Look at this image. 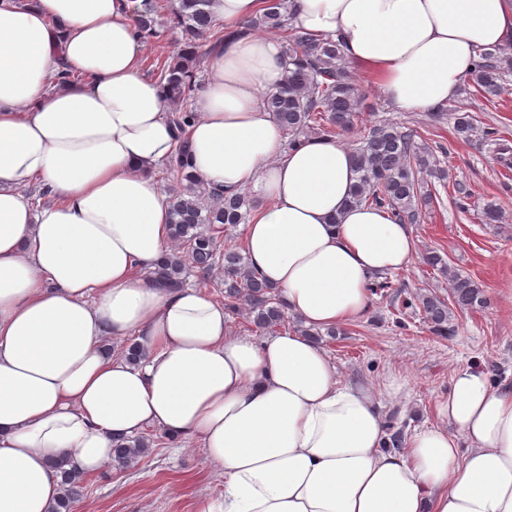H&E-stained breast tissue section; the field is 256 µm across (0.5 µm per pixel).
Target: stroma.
I'll use <instances>...</instances> for the list:
<instances>
[{
	"instance_id": "obj_1",
	"label": "stroma",
	"mask_w": 512,
	"mask_h": 512,
	"mask_svg": "<svg viewBox=\"0 0 512 512\" xmlns=\"http://www.w3.org/2000/svg\"><path fill=\"white\" fill-rule=\"evenodd\" d=\"M348 73L365 98V110L342 136L343 145L355 148L370 125L387 120L418 129L448 172L446 189L412 225L417 253L393 279L399 301L371 292L366 318L343 324L339 334L319 342L342 380L372 385L387 422L409 434L434 423V405L457 369L478 368L493 383L512 384V71L503 76L500 97L476 96L467 84L449 102V109L475 116L479 134L469 141L457 137L453 119L436 123L428 112L395 111L367 72L352 65ZM490 204L501 212L500 223L481 222ZM431 251L474 280L488 301L457 313L450 336L431 332L416 300L417 293L442 294L448 287L424 262ZM153 436L155 446L135 466L108 465L87 477L73 512H193L198 499L222 494L224 477L201 448L170 442L158 430Z\"/></svg>"
}]
</instances>
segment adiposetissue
Returning a JSON list of instances; mask_svg holds the SVG:
<instances>
[{"label":"adipose tissue","mask_w":512,"mask_h":512,"mask_svg":"<svg viewBox=\"0 0 512 512\" xmlns=\"http://www.w3.org/2000/svg\"><path fill=\"white\" fill-rule=\"evenodd\" d=\"M298 25L340 37L399 112L447 108L483 51L512 42V0H289ZM131 0H0V512H51L64 458L93 474L114 441L155 428L224 474L195 512H512V386L454 372L437 421L388 445L376 390L347 384L300 332L238 336L222 304L152 275L169 242L154 172L176 134L141 71ZM232 37L208 53L189 171L263 199L249 267L307 327L360 320L369 285L417 240L355 206L351 149L285 147L264 97L288 66L244 31L263 0H212ZM53 197L33 207L24 188ZM136 336L133 365L108 340Z\"/></svg>","instance_id":"obj_1"}]
</instances>
